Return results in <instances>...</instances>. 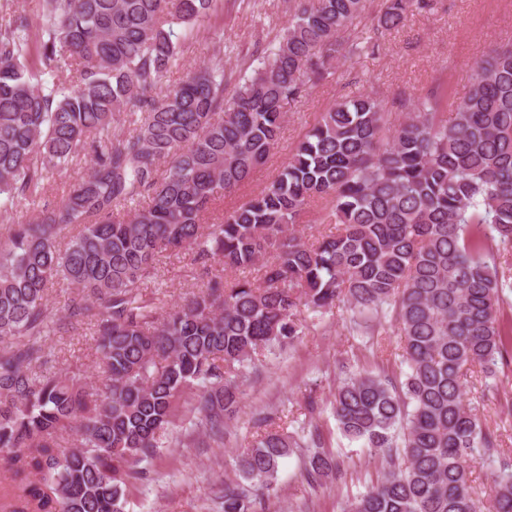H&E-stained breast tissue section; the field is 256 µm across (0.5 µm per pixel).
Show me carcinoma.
Returning a JSON list of instances; mask_svg holds the SVG:
<instances>
[{
  "instance_id": "carcinoma-1",
  "label": "carcinoma",
  "mask_w": 512,
  "mask_h": 512,
  "mask_svg": "<svg viewBox=\"0 0 512 512\" xmlns=\"http://www.w3.org/2000/svg\"><path fill=\"white\" fill-rule=\"evenodd\" d=\"M221 2L34 0V69L31 18L0 0V210L35 211L0 238V472L20 490L0 512H125L128 465L156 455L182 397L195 392L197 418L223 437L241 370L302 335L303 307L342 308L366 336L388 310L404 338L401 390L360 373L336 387L338 431L380 464L350 512H478L470 463L496 443L463 386L477 368L494 373L512 288L498 262L512 248V43L477 64L448 113L437 91L389 100L371 87L337 101L263 190L211 223L212 205L277 147L285 105L325 79L336 53L373 54L377 36L429 7L384 0L374 35L356 41L365 0H289L288 26L227 100L231 44L169 82L187 35ZM82 155L89 171L41 200ZM316 199L336 232L305 240L296 225ZM178 251L205 288L176 306L145 299L159 257ZM247 269L255 277L237 276ZM55 286L62 318L46 304ZM82 324L95 328V392L78 371H35L40 340ZM309 446L314 484L333 471L318 435H257L223 512H256L258 490ZM491 475L490 512H512V467Z\"/></svg>"
}]
</instances>
